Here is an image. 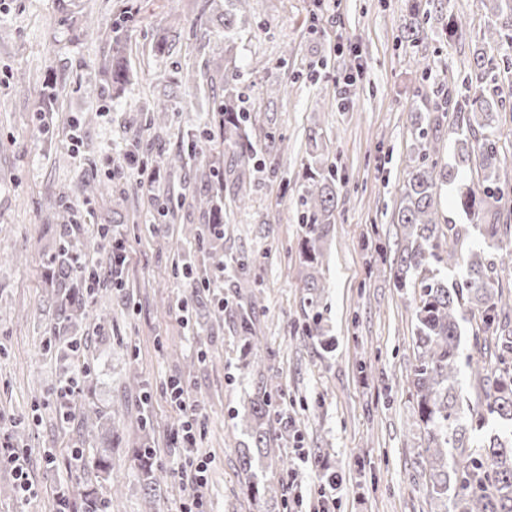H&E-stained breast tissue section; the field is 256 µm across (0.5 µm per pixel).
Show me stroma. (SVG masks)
Wrapping results in <instances>:
<instances>
[{
    "label": "stroma",
    "mask_w": 512,
    "mask_h": 512,
    "mask_svg": "<svg viewBox=\"0 0 512 512\" xmlns=\"http://www.w3.org/2000/svg\"><path fill=\"white\" fill-rule=\"evenodd\" d=\"M130 2L0 0V432L23 455L36 490L19 497L11 469L0 468V512H58V493L75 498L90 484L111 500L112 512H177L193 491L171 467L185 453L173 438L180 418L166 392L173 379L202 419L195 457L207 464L208 512H279L251 497L240 465L239 451L250 444L242 415L262 380L274 390L275 443L272 456L254 459L257 475L284 484L296 472L307 501L326 475H338L335 512H439L423 488L424 441L408 383L416 292L395 288L388 262L406 245L397 217L419 162L423 103L461 86L478 52L492 58L506 100L495 135L506 156L500 180L509 188L499 209L512 213V47L490 40L496 16L481 0H249L228 53L224 0L203 16L191 0H144L128 30L129 81L112 88L103 34ZM88 20L95 35L77 36ZM455 20L462 30L454 36L448 25ZM163 27L169 45L158 55L153 43ZM228 56L266 164L250 184V206L242 211L225 200L224 237L211 245L185 241L206 220L190 200L174 223L149 233L146 197L119 195L131 181L122 166L125 143L153 97L171 87L177 96L166 132L144 145L150 162L190 134L208 148L211 93L196 75L204 66L223 74ZM48 84L60 92L51 112L41 109ZM272 85L280 95L267 96ZM67 123L77 127V140L63 134ZM313 132L339 181L314 294L300 263L298 205ZM90 174L97 187L86 192L81 183ZM62 195L84 226L77 255L96 262L88 243L101 226L111 227L125 241V279L95 293L105 322L81 317L52 339L45 266L59 247L55 201ZM183 256L204 272L207 287H190L176 274ZM240 258L249 264L242 281L234 276ZM252 302L261 347L247 356L230 317ZM313 306L336 341L333 352L304 332ZM76 339L89 343L79 359L57 355ZM72 377L81 407L112 419L119 434L109 480L95 478L92 443L57 420L59 392ZM143 400L153 422L149 444L164 472L152 504L131 451ZM298 445L320 456V470L297 460Z\"/></svg>",
    "instance_id": "1"
}]
</instances>
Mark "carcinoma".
<instances>
[{
  "instance_id": "obj_1",
  "label": "carcinoma",
  "mask_w": 512,
  "mask_h": 512,
  "mask_svg": "<svg viewBox=\"0 0 512 512\" xmlns=\"http://www.w3.org/2000/svg\"><path fill=\"white\" fill-rule=\"evenodd\" d=\"M246 0H224V51H230L234 38L242 28L241 15ZM490 9L501 20L490 31L496 41L512 45V0H493ZM137 8L125 7L116 16L106 39L112 42V84L128 81L123 53L126 23L136 15ZM465 88L449 91L441 102L434 104L435 112H450L453 123L463 136L460 148L454 154V163L437 167L422 162L411 172L407 182L398 223L407 230L408 245L392 266L395 286L408 284L419 288L415 307L413 342L415 364L410 374L415 414L423 430L427 445L422 449L421 463L427 473L426 493L445 502L444 512H512V330L502 325L501 312L506 302L503 293L495 290L497 269L491 250L512 245L508 233L512 228L500 223L493 211L502 186L497 172L506 157L493 139L494 122L503 100L498 93H490L488 86L495 82L493 61L481 53L473 55L468 63ZM236 67L224 66V96L213 102L210 140L219 142L237 155L235 169L231 170L232 200L240 209L248 207L246 185L251 182L258 167L256 149L246 129L247 115L241 112L233 99ZM164 92L153 109V115L129 140L123 153V162L129 166L140 164L144 131L166 123L168 113L174 111L170 97ZM316 171L310 174L301 202V223L305 227L306 267L316 270L320 253L316 243L330 232L334 220L337 197L336 172L317 156L318 140L309 137ZM198 142L189 139L181 149L165 162L170 171H183L192 164L201 172L202 187L194 190L193 201L208 214L207 225L192 231L198 244L215 236L213 225L224 223L220 204L224 197V172L198 153ZM477 165L483 180L479 190L459 189L457 206L468 217L469 224H447L439 221L437 197L442 187L467 174L471 165ZM184 182L157 180L143 189L131 182L133 192H145L161 201L153 221L162 224L175 219V208L186 201ZM58 207L68 215V223L60 225L59 238L63 246L51 257L47 270L52 285L51 306L55 322L51 335L65 332L79 314H89V298L100 287L123 284V262L110 253L106 244L97 241L93 250L99 255L94 265L79 264L71 252L73 239L82 234V225L74 222L73 209L67 198L58 200ZM478 231L481 246L478 250L463 252L468 227ZM453 272L448 277L444 271ZM476 315L479 322L469 336V353H464L460 321L466 315ZM256 308L254 304L239 307L232 322V330L250 340L256 336ZM471 369L483 401L477 408L470 406V396L458 383L460 361ZM272 411V395L268 384L260 381L244 415L251 431L252 447L241 450L242 470L246 475L248 491L254 497L266 495L280 500L283 508L288 503L281 489L260 479L251 470V453H267L271 449V435L266 420ZM78 430L83 440L97 444L95 467L97 474L110 468L112 446L110 429L103 417L94 410L82 412ZM133 455L139 464L140 481L150 498L161 490V478L152 461L149 448H135ZM73 512H109L110 503L86 490L81 498L69 502Z\"/></svg>"
}]
</instances>
